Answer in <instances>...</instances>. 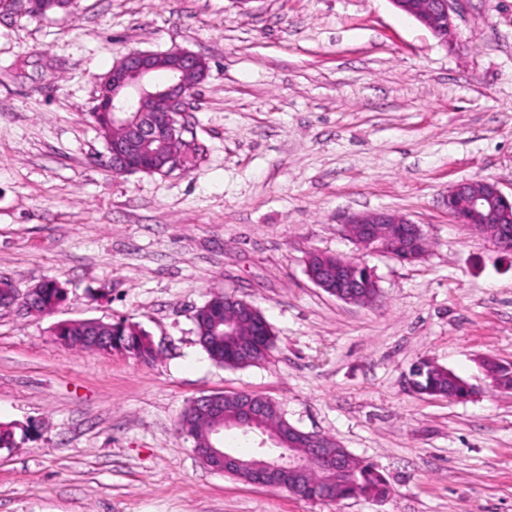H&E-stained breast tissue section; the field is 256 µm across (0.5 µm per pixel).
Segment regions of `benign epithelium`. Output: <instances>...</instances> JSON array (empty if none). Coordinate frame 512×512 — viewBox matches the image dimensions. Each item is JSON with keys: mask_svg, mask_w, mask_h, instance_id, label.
Returning a JSON list of instances; mask_svg holds the SVG:
<instances>
[{"mask_svg": "<svg viewBox=\"0 0 512 512\" xmlns=\"http://www.w3.org/2000/svg\"><path fill=\"white\" fill-rule=\"evenodd\" d=\"M28 11L46 16L59 7L61 0H24ZM460 0H418L414 15L432 34L442 40L454 27ZM207 62L181 48L166 52H134L112 65L98 82L94 111L102 112L112 128L108 164L115 173L144 170L168 175L184 169L185 155L171 146L174 123L186 129L184 121L194 89L206 76ZM448 213L456 223L479 231L499 244L512 236V197L505 196L497 183L488 179L463 181L448 191ZM343 223L361 251L389 255L401 262L413 263L425 258L426 238L420 225L404 215L387 211H370L348 215ZM332 277L336 282L335 297L345 303L361 305L375 299L379 292L372 271L361 256L336 254ZM0 306L15 307L34 313L26 298L18 293L0 294ZM245 300L229 298L224 304V318H215V326L231 325V319L252 312ZM192 404L211 422L205 437L194 443V451L212 467L223 471L246 470L258 484L275 474L286 473L294 481L313 467L323 472L320 486L325 495L336 475L345 472L344 460L336 457L331 444L319 435H310L308 447L294 451L295 432L283 434L270 430L257 434L260 438L256 455L245 458L222 448L224 443V394L201 396ZM264 413L255 402L244 408L241 420L234 426L243 433L256 431Z\"/></svg>", "mask_w": 512, "mask_h": 512, "instance_id": "7a95c632", "label": "benign epithelium"}]
</instances>
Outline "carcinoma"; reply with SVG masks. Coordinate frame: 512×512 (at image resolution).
Returning a JSON list of instances; mask_svg holds the SVG:
<instances>
[{"label": "carcinoma", "mask_w": 512, "mask_h": 512, "mask_svg": "<svg viewBox=\"0 0 512 512\" xmlns=\"http://www.w3.org/2000/svg\"><path fill=\"white\" fill-rule=\"evenodd\" d=\"M58 280L47 279L46 287L41 289L32 305L39 311L50 313L55 303L62 299L65 291L56 287ZM225 296L210 299V313H202L196 319L197 333L204 338L202 347L214 362L233 368H246L264 362L274 347L272 327L261 312L256 310L250 319L239 321L238 334L235 336H217L213 332L211 314L224 312ZM98 334L108 337L100 345L105 352H119L132 355L145 363L154 361L157 352L149 335L135 324L105 323L95 325L89 321L73 320L53 329V335L63 339V344L86 350L89 343L86 337ZM415 382L422 388H433L444 398L451 397L463 390L465 380L453 371L438 366L428 360H421L411 370ZM207 427V420L193 407H188L178 421V430L191 438H201ZM336 455L342 456L348 466V474L336 480L335 500L341 501L353 497H365L382 501L388 498L391 489L386 478L370 463L352 456L346 449L335 447Z\"/></svg>", "instance_id": "obj_1"}]
</instances>
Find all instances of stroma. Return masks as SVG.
Segmentation results:
<instances>
[{
    "instance_id": "stroma-1",
    "label": "stroma",
    "mask_w": 512,
    "mask_h": 512,
    "mask_svg": "<svg viewBox=\"0 0 512 512\" xmlns=\"http://www.w3.org/2000/svg\"><path fill=\"white\" fill-rule=\"evenodd\" d=\"M184 48L208 71L185 118L192 167L115 174L89 121L97 79ZM512 194V0H464L448 42L391 0H74L0 12V277L68 291L42 316L0 308V512H512V253L456 223L449 189ZM386 210L429 252L362 255L379 295L345 303L306 273L354 255L343 219ZM231 294L275 335L262 364L212 363L195 312ZM124 320L159 352L56 342L57 323ZM431 360L477 389L416 393ZM246 391L331 437L391 486L312 502L213 471L178 431L203 395Z\"/></svg>"
}]
</instances>
